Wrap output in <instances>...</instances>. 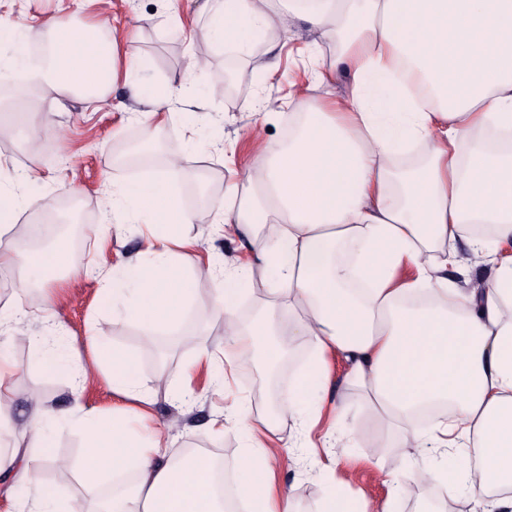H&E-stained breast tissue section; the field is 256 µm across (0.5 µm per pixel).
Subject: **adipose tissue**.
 I'll return each instance as SVG.
<instances>
[{
    "label": "adipose tissue",
    "instance_id": "ef3b65f1",
    "mask_svg": "<svg viewBox=\"0 0 512 512\" xmlns=\"http://www.w3.org/2000/svg\"><path fill=\"white\" fill-rule=\"evenodd\" d=\"M204 37L248 51L268 29L299 19L336 47L335 67L352 79L347 96L329 92L332 73L314 79L327 89L303 108V120L287 141L268 144L254 166L232 184L238 208L215 204L216 231L246 239L254 256L229 267L209 260L221 280L212 289L211 313L224 319V348H200L212 383L224 389L229 365H276L287 345L311 342L314 356L295 379L282 407L293 421L285 434L275 412L241 405L228 418L212 419L220 437L225 422L243 433L236 490L250 512H295L289 488L273 468L278 443L295 448L298 464L314 469L316 450L327 442L319 414L303 405L330 380V360L348 364L346 383L394 434L401 458L417 449L474 455L447 479L443 494L467 492L472 512H512V138L492 148V131L512 135V0H208ZM46 44L34 60L29 43ZM13 64L27 71L45 95H76L102 102L118 77L143 68L132 47L106 38L96 20L67 25L56 18L29 27ZM424 143L418 167L396 172L393 156ZM113 210L128 228H140L152 258L103 278V289L134 286L127 300L131 321L144 328L180 322L192 303L196 278L183 264L195 245L183 231L194 214L162 174L120 185ZM274 233H266V225ZM486 224L490 233L472 227ZM492 264V274L463 287L468 266L459 251ZM414 265L412 281L395 284L394 271ZM75 264L68 245L37 253L0 243V269L19 268L22 285L36 289L28 306L10 312L18 323L46 309L48 276ZM262 273L270 300L261 317L238 322V293ZM287 330H278L279 316ZM91 367L112 382L111 410L82 402L90 367H70L69 420L85 435L82 477L126 468L134 481L99 500L94 512H225L215 486L218 465L205 453L164 458L167 437L130 427L128 414L148 411L153 389L140 377L130 352L89 339ZM18 371L0 351V479L22 488L12 512H74L72 502L45 494L41 473L54 458L48 426L55 411L33 401L22 429H14L4 403ZM451 406L450 419L417 429L415 411Z\"/></svg>",
    "mask_w": 512,
    "mask_h": 512
}]
</instances>
